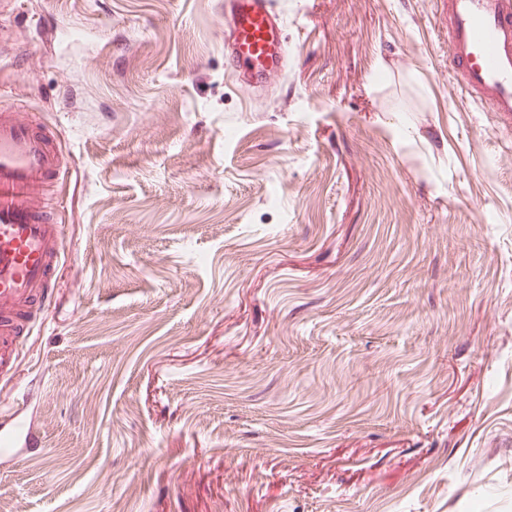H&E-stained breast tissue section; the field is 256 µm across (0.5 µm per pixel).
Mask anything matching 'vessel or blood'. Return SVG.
Wrapping results in <instances>:
<instances>
[{
	"label": "vessel or blood",
	"instance_id": "b4317fda",
	"mask_svg": "<svg viewBox=\"0 0 512 512\" xmlns=\"http://www.w3.org/2000/svg\"><path fill=\"white\" fill-rule=\"evenodd\" d=\"M444 2L450 79L511 130L512 0ZM284 31L275 0H224V60L238 84L255 89L284 71ZM64 166L36 117L0 108V369L50 296L60 226L43 202Z\"/></svg>",
	"mask_w": 512,
	"mask_h": 512
}]
</instances>
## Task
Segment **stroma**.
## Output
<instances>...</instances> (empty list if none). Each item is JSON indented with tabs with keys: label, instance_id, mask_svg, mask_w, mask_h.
Here are the masks:
<instances>
[{
	"label": "stroma",
	"instance_id": "obj_1",
	"mask_svg": "<svg viewBox=\"0 0 512 512\" xmlns=\"http://www.w3.org/2000/svg\"><path fill=\"white\" fill-rule=\"evenodd\" d=\"M10 0L0 106L66 167L50 301L0 375L10 512H512V143L443 0ZM284 31L274 0H224V60L238 84L256 89L284 71Z\"/></svg>",
	"mask_w": 512,
	"mask_h": 512
}]
</instances>
